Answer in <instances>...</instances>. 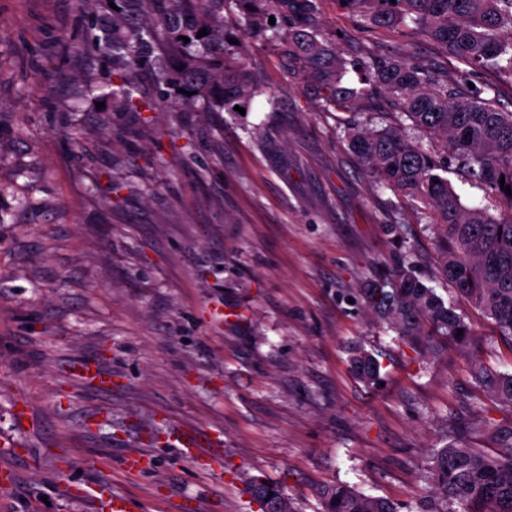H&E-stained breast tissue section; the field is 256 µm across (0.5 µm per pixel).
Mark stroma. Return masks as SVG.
I'll list each match as a JSON object with an SVG mask.
<instances>
[{
    "instance_id": "1",
    "label": "stroma",
    "mask_w": 512,
    "mask_h": 512,
    "mask_svg": "<svg viewBox=\"0 0 512 512\" xmlns=\"http://www.w3.org/2000/svg\"><path fill=\"white\" fill-rule=\"evenodd\" d=\"M108 18L104 0H0V438L17 443L0 451V512H96L68 487L102 480L140 512H260L256 479L297 512H319L336 481L414 512L433 449H487L490 426L512 425L472 379L478 363L511 372L512 351L442 276L436 225L343 142L349 121L381 128L374 104L325 109L287 45L250 38L277 106L100 108L89 88L108 67L82 41ZM321 34L348 60L405 49L459 76L432 41L364 29L343 0H321ZM447 178L462 207L506 214L456 161ZM399 256L470 346L433 354L371 317L361 290ZM358 346L379 383L352 371ZM173 436L222 466L200 469ZM138 452L151 468L126 473ZM350 364L355 374L367 384L378 381L381 364L372 353L354 348L350 352Z\"/></svg>"
}]
</instances>
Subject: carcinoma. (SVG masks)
<instances>
[{
  "instance_id": "cac0c4a2",
  "label": "carcinoma",
  "mask_w": 512,
  "mask_h": 512,
  "mask_svg": "<svg viewBox=\"0 0 512 512\" xmlns=\"http://www.w3.org/2000/svg\"><path fill=\"white\" fill-rule=\"evenodd\" d=\"M112 26L87 39L112 59L118 80L97 89L112 99L115 112H150L157 101L143 95L137 71L153 65L158 83L177 111L198 101L218 112L250 111L253 99L275 94L259 86L245 66L240 43L247 37L292 43L306 78L325 90L327 108L354 109L363 101L385 97L390 111L385 126L363 129L349 124L348 146L363 173L423 205L438 226L440 264L446 280L467 302L492 318L512 346V217L498 221L483 208L464 209L441 175L443 162L423 144L427 137L454 156L470 179L488 187L512 211V112L497 103L496 88H469L471 76L491 71L512 84V0H344L368 28L414 30L457 59L460 81L448 84L433 68L405 51L392 57L368 56L348 61L333 55L319 39L320 0H112ZM232 2L237 13L224 16ZM282 24L274 27L269 18ZM206 29L208 35L197 33ZM186 36L189 42L181 37ZM237 43L232 44L230 40ZM162 49L163 54L156 53ZM359 83L346 85L349 71ZM190 95L180 93V90ZM504 183H499V180ZM366 306L402 339L420 342L430 336L464 346L470 328L432 287L415 279L411 266L398 259L364 289ZM462 335H457V332ZM350 364L364 382L379 379L381 364L363 348L350 352ZM472 377L491 400L512 407V373L477 366ZM489 433L499 452L492 455L451 440L434 450L427 463L432 494L448 512L459 503L463 512H512V426L493 425ZM274 489V512H294L277 486L258 480L256 498ZM322 512H400L389 499L336 483L321 492Z\"/></svg>"
}]
</instances>
